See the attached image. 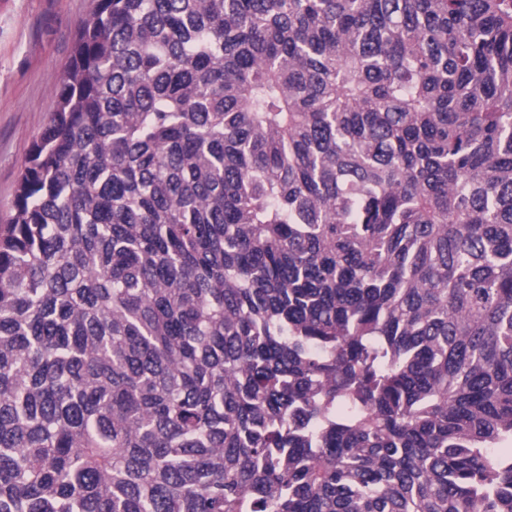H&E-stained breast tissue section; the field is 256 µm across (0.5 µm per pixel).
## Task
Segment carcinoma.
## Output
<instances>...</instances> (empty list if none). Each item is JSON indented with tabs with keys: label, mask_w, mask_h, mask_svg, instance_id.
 <instances>
[{
	"label": "carcinoma",
	"mask_w": 512,
	"mask_h": 512,
	"mask_svg": "<svg viewBox=\"0 0 512 512\" xmlns=\"http://www.w3.org/2000/svg\"><path fill=\"white\" fill-rule=\"evenodd\" d=\"M0 225V512H512V0H96Z\"/></svg>",
	"instance_id": "1"
}]
</instances>
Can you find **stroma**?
I'll return each instance as SVG.
<instances>
[{
  "mask_svg": "<svg viewBox=\"0 0 512 512\" xmlns=\"http://www.w3.org/2000/svg\"><path fill=\"white\" fill-rule=\"evenodd\" d=\"M94 0H0V219L12 209L32 142Z\"/></svg>",
  "mask_w": 512,
  "mask_h": 512,
  "instance_id": "stroma-1",
  "label": "stroma"
}]
</instances>
